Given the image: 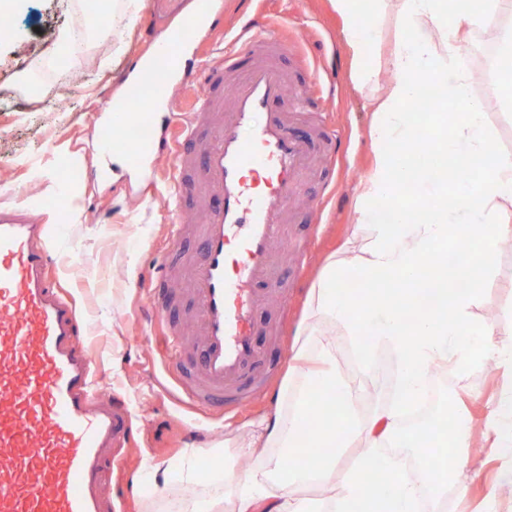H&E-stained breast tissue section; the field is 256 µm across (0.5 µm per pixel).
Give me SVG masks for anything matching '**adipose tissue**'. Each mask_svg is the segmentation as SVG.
Here are the masks:
<instances>
[{"mask_svg":"<svg viewBox=\"0 0 512 512\" xmlns=\"http://www.w3.org/2000/svg\"><path fill=\"white\" fill-rule=\"evenodd\" d=\"M329 3L353 56L381 45L389 15L400 36L376 67L354 71L372 108L373 162L354 190L353 232L309 292L277 410L252 421L238 442L248 467L216 464L224 512H420L425 497L447 489L449 470L465 466L460 449L478 442L512 460V323L474 314L503 248L512 247V153L498 146L462 62L475 25L504 28L506 0L478 10L471 0ZM504 30L512 41V29ZM435 86L458 109L441 106L420 120L412 105ZM423 135L432 153L421 149ZM433 154L441 160L435 170ZM340 336L349 337L366 368L376 348L392 351L399 369L389 405L359 410L336 364ZM485 364L500 380L488 402L465 384ZM434 372L452 374L484 410L480 421L454 420L456 455L422 450L427 478L411 480L390 448L401 437L403 411ZM352 448L357 459L342 467ZM312 483L334 492L325 500L301 497L300 487Z\"/></svg>","mask_w":512,"mask_h":512,"instance_id":"obj_1","label":"adipose tissue"}]
</instances>
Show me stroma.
Masks as SVG:
<instances>
[{
	"label": "stroma",
	"mask_w": 512,
	"mask_h": 512,
	"mask_svg": "<svg viewBox=\"0 0 512 512\" xmlns=\"http://www.w3.org/2000/svg\"><path fill=\"white\" fill-rule=\"evenodd\" d=\"M201 4L143 0L137 17L118 23L107 37L104 16L91 13L93 0H20L10 16L11 36L0 41V205L32 199L33 216L62 224L54 243L60 284L83 314L79 341L95 356L99 395L107 402L119 393L129 403L132 435L112 462V512H193L213 500L217 477L207 470L211 453L221 450L228 463H237L234 437L250 420L275 411L311 285L326 257L350 233L351 198L372 162L366 134L370 106L353 83L357 62L342 45L329 0H220L223 24L212 37L214 49L232 44L253 17L290 33L298 72L334 84L321 100L320 119L335 128L344 150L335 165H322L304 178L288 226L289 238L309 241L310 249L303 276H296L294 263L282 266L287 304L261 313L276 334L272 356L281 362L268 393L218 418L190 408L168 371L165 353L150 338L154 319L142 295L148 274L175 260L168 249L172 203L160 188L170 159L161 155L139 171L112 162L100 172L99 129L107 116L98 105L124 90L133 64L152 54L150 35L165 37L180 13ZM64 32L81 36V46L63 57L52 55ZM472 92L484 103L500 147L512 152V109L502 105L506 91L487 79L473 83ZM330 179L336 182L332 192L326 187ZM476 313L512 318V250L504 252L500 273L486 286ZM336 359L354 384L360 408L390 403L396 364L389 351L377 350L374 364L365 369L340 336ZM429 381L438 387L433 445L447 448L452 444L449 423L459 412L458 384L450 375L433 374ZM469 460L481 476L472 483L461 473L449 476V484H467L468 494L461 505L454 492H447L448 512L460 506L480 512L493 489L500 512H512V488L501 478V460L485 450L470 452ZM161 463L172 468L164 487L149 478L151 465ZM190 468L199 471V478L187 479Z\"/></svg>",
	"instance_id": "obj_1"
}]
</instances>
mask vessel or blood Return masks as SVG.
<instances>
[{
	"label": "vessel or blood",
	"mask_w": 512,
	"mask_h": 512,
	"mask_svg": "<svg viewBox=\"0 0 512 512\" xmlns=\"http://www.w3.org/2000/svg\"><path fill=\"white\" fill-rule=\"evenodd\" d=\"M219 22L211 11L182 14V43H197ZM291 46L251 22L214 64L191 75L179 58L137 63L121 103L101 104L110 115L101 139L120 138L128 169L164 152L172 159L167 185L181 210L171 251L189 235L200 243L183 288L196 341L174 342L169 369L201 411H234L268 386L272 362L257 313L286 297L279 246L291 205L320 141L334 138L324 128L298 132L305 103L283 107ZM189 75L201 94L195 111L176 113L184 143L175 146L159 119L175 113L171 90ZM191 192L201 215L182 207ZM50 235L28 208H0V512H112L110 455L129 440L127 405L95 395V358L78 342L83 318L56 281ZM171 273L161 268L147 283L162 319L171 315Z\"/></svg>",
	"instance_id": "vessel-or-blood-1"
}]
</instances>
